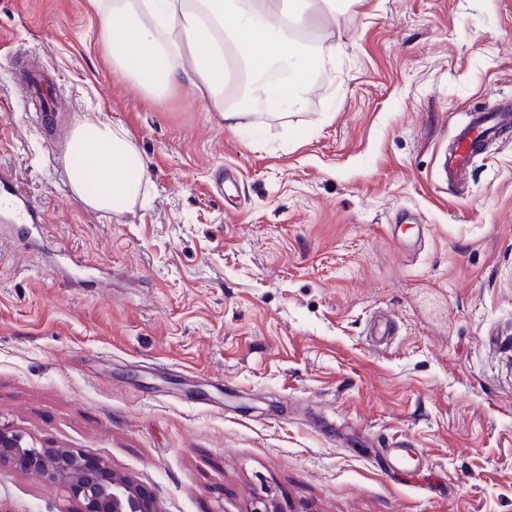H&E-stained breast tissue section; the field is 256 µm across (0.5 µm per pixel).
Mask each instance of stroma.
<instances>
[{
  "label": "stroma",
  "instance_id": "1",
  "mask_svg": "<svg viewBox=\"0 0 512 512\" xmlns=\"http://www.w3.org/2000/svg\"><path fill=\"white\" fill-rule=\"evenodd\" d=\"M89 0H0V167L42 208L0 241V422L104 461L160 512H512V136L439 172L512 97V0H352L303 108L233 132L118 72ZM55 71L54 113L17 60ZM123 129L143 202L70 186L80 120ZM69 252L110 285H71ZM408 449L390 469L384 447ZM0 469V512H83ZM509 106L496 112H469L467 121L454 135V145L441 161V172L449 183L467 180L474 159L486 141L512 127Z\"/></svg>",
  "mask_w": 512,
  "mask_h": 512
}]
</instances>
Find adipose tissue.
<instances>
[{"label": "adipose tissue", "instance_id": "obj_1", "mask_svg": "<svg viewBox=\"0 0 512 512\" xmlns=\"http://www.w3.org/2000/svg\"><path fill=\"white\" fill-rule=\"evenodd\" d=\"M113 66L156 94L184 85L207 96L227 129L258 125L261 113L239 103L251 74L274 62L289 75L276 96L303 106L319 67L305 45L310 20L335 15L338 0H91ZM71 186L84 205L112 212L133 204L146 182L142 156L125 133L102 121L73 128Z\"/></svg>", "mask_w": 512, "mask_h": 512}]
</instances>
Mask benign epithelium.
I'll return each mask as SVG.
<instances>
[{
  "mask_svg": "<svg viewBox=\"0 0 512 512\" xmlns=\"http://www.w3.org/2000/svg\"><path fill=\"white\" fill-rule=\"evenodd\" d=\"M0 467L34 469L44 480L85 502L84 512H156L155 503L126 476L93 465L70 448L34 446L18 429L0 424Z\"/></svg>",
  "mask_w": 512,
  "mask_h": 512,
  "instance_id": "obj_1",
  "label": "benign epithelium"
}]
</instances>
